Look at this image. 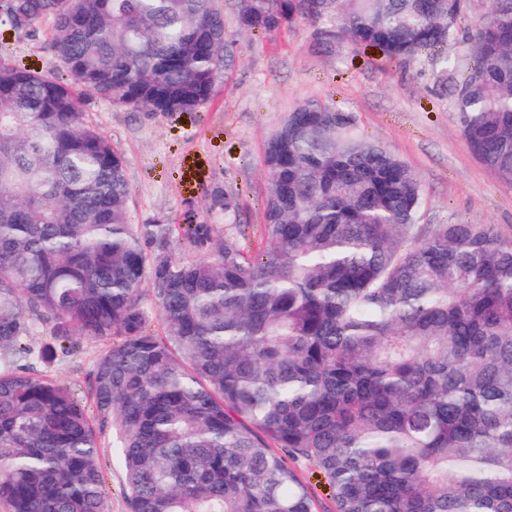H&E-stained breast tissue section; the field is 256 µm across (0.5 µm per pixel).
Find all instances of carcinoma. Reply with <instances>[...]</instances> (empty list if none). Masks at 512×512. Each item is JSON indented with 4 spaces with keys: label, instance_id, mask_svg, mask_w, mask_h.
Wrapping results in <instances>:
<instances>
[{
    "label": "carcinoma",
    "instance_id": "1",
    "mask_svg": "<svg viewBox=\"0 0 512 512\" xmlns=\"http://www.w3.org/2000/svg\"><path fill=\"white\" fill-rule=\"evenodd\" d=\"M470 2L235 6L249 36L303 26L334 60L428 64L512 186V0L464 25ZM0 26L47 28L61 65L0 53V512H107L94 428L38 366L113 338L90 393L131 512H313L273 445L313 462L336 512H512V237L417 230L416 172L318 99L265 143L259 251L212 224H134L82 105H206L234 57L218 0H0ZM212 208L236 223L237 198Z\"/></svg>",
    "mask_w": 512,
    "mask_h": 512
}]
</instances>
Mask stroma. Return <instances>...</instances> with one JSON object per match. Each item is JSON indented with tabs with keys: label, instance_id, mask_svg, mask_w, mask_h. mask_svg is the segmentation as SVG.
<instances>
[{
	"label": "stroma",
	"instance_id": "35a3bbf8",
	"mask_svg": "<svg viewBox=\"0 0 512 512\" xmlns=\"http://www.w3.org/2000/svg\"><path fill=\"white\" fill-rule=\"evenodd\" d=\"M45 33L16 40L0 27V52L14 63L52 71L57 60L45 50ZM307 99L341 104L357 115L361 130L396 152L419 175L424 188V224H488L512 236V187L499 182L472 152L457 112L436 90L429 67L389 63L375 53L334 63L314 54L305 30L277 39L240 37L235 57L213 99L195 112L149 114L113 107L104 100L85 106L121 154L130 192L132 221L147 224L165 216L183 223L186 213L223 224L209 211L213 196L233 192L249 250L260 246L266 177L264 145L288 112ZM105 345L86 342L48 369L58 381L89 398V377ZM106 463L108 512H130L125 474L111 431L98 435ZM304 484L315 512H336V502L315 466L286 456Z\"/></svg>",
	"mask_w": 512,
	"mask_h": 512
}]
</instances>
